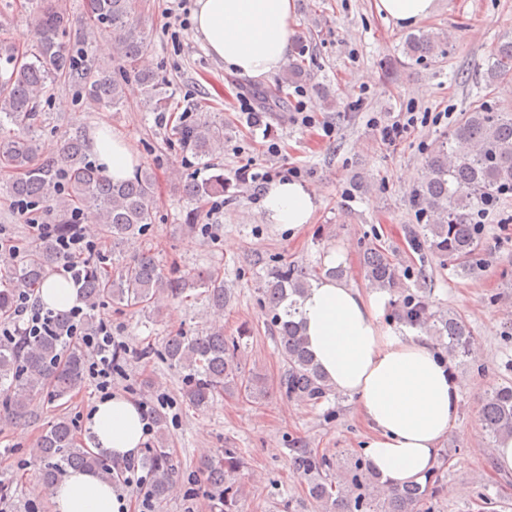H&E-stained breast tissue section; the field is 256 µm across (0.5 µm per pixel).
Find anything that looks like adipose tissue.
<instances>
[{
  "mask_svg": "<svg viewBox=\"0 0 512 512\" xmlns=\"http://www.w3.org/2000/svg\"><path fill=\"white\" fill-rule=\"evenodd\" d=\"M438 0H378L385 18L409 27L433 15ZM295 0H196L195 38L225 71L258 78L279 70L292 49ZM89 148L113 179L130 176L139 160L107 130L89 135ZM314 192L277 180L263 198L268 223L298 233L315 210ZM386 297L325 278L300 301L309 350L333 388L354 401L368 434L363 452L382 477L423 481L457 421L459 378L423 339L403 337L381 321ZM143 411L122 397L98 401L91 428L98 448L118 462L137 459L145 441ZM56 512H125L127 502L95 473L72 470L49 490Z\"/></svg>",
  "mask_w": 512,
  "mask_h": 512,
  "instance_id": "1",
  "label": "adipose tissue"
}]
</instances>
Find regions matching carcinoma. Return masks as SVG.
I'll return each instance as SVG.
<instances>
[{
	"label": "carcinoma",
	"mask_w": 512,
	"mask_h": 512,
	"mask_svg": "<svg viewBox=\"0 0 512 512\" xmlns=\"http://www.w3.org/2000/svg\"><path fill=\"white\" fill-rule=\"evenodd\" d=\"M138 0H84L86 26L75 29L62 0H3L6 11L24 9L34 32L29 47L19 53L0 49L4 61L0 73V171L9 175L0 192L13 200L43 202L65 216L82 213L100 226L104 238L117 249L124 240L146 235L153 223L155 176L144 167L133 177L114 182L87 154L79 135L67 138L58 154L38 157L36 133L42 123L39 103L48 84L67 80L81 86L86 99L103 108L120 106L126 96L125 75L136 73L147 101L154 109L167 110L170 101L153 72L139 68L147 47V35L136 19ZM112 37L113 54L123 69L102 67L91 73L82 66L78 43L97 35ZM451 37L422 30L404 41L405 54L418 62L450 54ZM304 63L288 67L281 84L262 92V99L281 102L284 86L302 73ZM512 77V35L498 38L486 60L482 75L486 85ZM178 141L200 156H213L224 147V124L208 116L183 122ZM197 200L224 191V174L216 173L184 185ZM512 193V110L481 96L461 120L439 136L427 155L424 175L415 191L418 215L424 223L412 235V245L428 249L454 265L460 276L469 273L466 264L479 245L480 229L472 223L477 210L500 204ZM72 224L54 225L52 233L36 245L21 263L0 277V318L12 319L20 298L39 292L49 270L60 261L58 241L70 235ZM106 255L95 252L67 267L69 282L79 289L85 305L81 324L92 332V311L110 300L127 308L155 311L159 301L187 298V291L205 289L215 308L230 302V292L218 273L198 268L168 276L150 253L126 262L105 264ZM365 280L372 288L399 287L398 267L385 250L369 246L363 255ZM310 288L309 274L288 264L273 265L262 279V295L268 306L274 341L283 362L276 391L282 396L317 405L326 400L332 386L307 349L301 324L299 298ZM396 316L427 335L446 341L451 357L469 352L470 330L453 313L434 311L415 294H400ZM74 320L71 312L50 310L45 331L17 343L0 342V410L6 415L25 413L33 396L44 394L61 400L80 388L85 380L84 352L70 346ZM241 337H227L224 329L212 328L193 336L169 338L157 355L183 372L186 404L197 410L209 408L224 394L256 401L269 390L262 377L246 369ZM480 421L489 442L512 435V383L491 388L482 400ZM44 484L51 485L68 468H83L107 481L120 465L112 456L78 444L72 423L58 417L32 448ZM444 452L421 483L398 486L374 472L369 460L356 456L346 463L314 448L288 449V465L308 486L319 512H429L442 492L441 474L448 465ZM153 497L166 496L175 465L164 437L148 449L142 461ZM245 459L233 448L201 461V468L214 490L209 512H238L244 495L241 471Z\"/></svg>",
	"instance_id": "cac0c4a2"
}]
</instances>
